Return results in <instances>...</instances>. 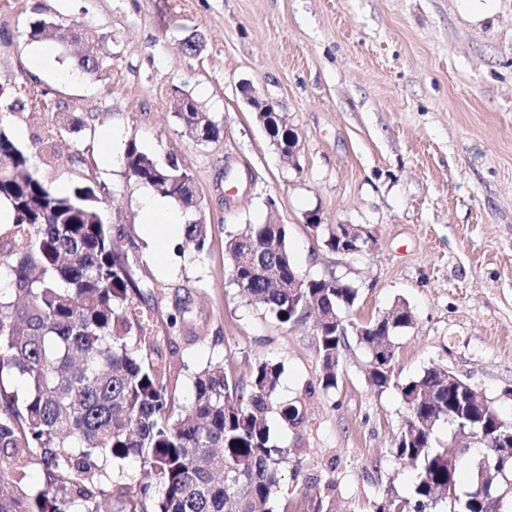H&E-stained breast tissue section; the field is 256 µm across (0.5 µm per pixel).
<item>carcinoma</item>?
<instances>
[{
    "label": "carcinoma",
    "mask_w": 512,
    "mask_h": 512,
    "mask_svg": "<svg viewBox=\"0 0 512 512\" xmlns=\"http://www.w3.org/2000/svg\"><path fill=\"white\" fill-rule=\"evenodd\" d=\"M59 24L39 12L26 24L31 41L55 36ZM73 41L103 44L107 37L71 21ZM108 56H79L82 74L101 77ZM174 116L197 142L218 139L220 124L199 111L190 96H178ZM41 98L36 91L4 89L0 94V202L13 219L0 223V512H258L280 491L285 454L271 438L270 417L287 427L303 424L297 402H279L275 391L283 365L254 361L248 383L224 363L194 373L193 394L181 404L171 388L173 351L156 331L155 309H144L134 278L136 256L123 249L103 214L98 186L79 182L56 192L33 172L34 155L49 156L65 142L59 127L33 146L19 144L6 118ZM269 135L283 144L293 130L278 115ZM123 162L146 188L195 214L183 227L184 245L204 253L211 231L193 177L170 155L157 160L136 141L126 143ZM311 233L336 251V225L310 224ZM228 277L249 303L282 324L304 319L311 309L323 315L314 329L321 364V388L338 384L347 337L336 335V310L352 308L358 291L336 287L334 277L302 275L288 296V279L298 272L288 248L285 224H244L227 232ZM285 318H280V315ZM372 323L363 345L392 346L396 333L411 325L406 304ZM369 385H395L408 418L392 449L393 457L415 472L412 494L394 496L374 512H424V503L456 477L451 448L432 446L437 421L448 417L444 372L428 368L415 379L392 383V372L367 371ZM20 380L24 390L15 387ZM133 459L144 472L135 481L118 479ZM39 469L40 484L29 483ZM479 487L460 512H492Z\"/></svg>",
    "instance_id": "carcinoma-1"
}]
</instances>
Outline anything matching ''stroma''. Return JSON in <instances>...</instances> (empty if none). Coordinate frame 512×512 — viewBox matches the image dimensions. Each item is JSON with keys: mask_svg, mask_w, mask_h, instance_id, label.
Masks as SVG:
<instances>
[{"mask_svg": "<svg viewBox=\"0 0 512 512\" xmlns=\"http://www.w3.org/2000/svg\"><path fill=\"white\" fill-rule=\"evenodd\" d=\"M497 4L477 20L458 0H0V86L44 93L43 106L11 117L10 132L32 145L68 112L67 148L37 162L38 174L61 193L81 181L101 187L108 224L139 258L147 304L162 316L180 302L189 308L170 335L179 402L207 362L244 379L255 360L283 363L276 396L303 402L306 418L296 429L270 420L287 451L271 512H315L319 503L373 512L387 495L409 496L413 472L391 454L407 409L397 389L369 386L368 356L353 340L336 390L322 391L311 321L282 324L229 284L231 227L276 214L301 273L357 288L344 323L407 304L414 319L395 338V380L447 368L512 422V0ZM36 10L108 35L107 74L75 75L81 46L27 41ZM192 34L202 42L196 54L181 47ZM39 49L51 57L41 76ZM246 84L298 134L295 160L257 121ZM178 93L219 121L223 136L190 138L173 115ZM132 139L192 174L211 226L201 257L150 258L143 187L122 160ZM228 166L253 175L230 196ZM313 211L326 224L365 227L369 247L340 255L318 245L306 223Z\"/></svg>", "mask_w": 512, "mask_h": 512, "instance_id": "1", "label": "stroma"}]
</instances>
